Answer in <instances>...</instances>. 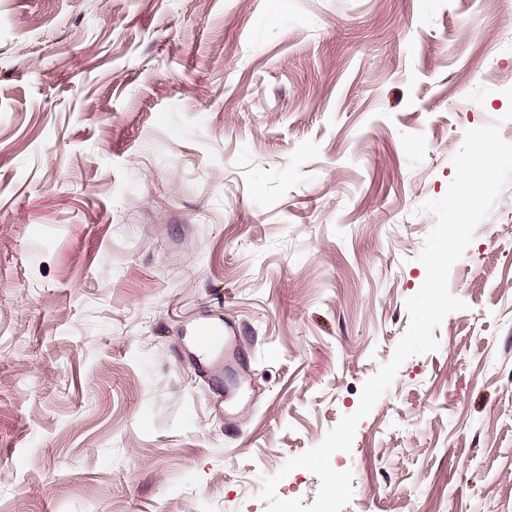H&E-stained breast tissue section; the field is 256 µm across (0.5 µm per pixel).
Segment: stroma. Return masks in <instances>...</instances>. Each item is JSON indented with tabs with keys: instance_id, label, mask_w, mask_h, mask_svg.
I'll return each instance as SVG.
<instances>
[{
	"instance_id": "stroma-1",
	"label": "stroma",
	"mask_w": 512,
	"mask_h": 512,
	"mask_svg": "<svg viewBox=\"0 0 512 512\" xmlns=\"http://www.w3.org/2000/svg\"><path fill=\"white\" fill-rule=\"evenodd\" d=\"M507 87L512 0H0V512H267L391 358L419 206ZM449 287L331 460L342 512H512V184ZM191 350L190 368L204 381H215L221 364L242 361L237 329L215 314L199 316L186 331Z\"/></svg>"
}]
</instances>
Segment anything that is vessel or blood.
I'll list each match as a JSON object with an SVG mask.
<instances>
[{
    "instance_id": "obj_1",
    "label": "vessel or blood",
    "mask_w": 512,
    "mask_h": 512,
    "mask_svg": "<svg viewBox=\"0 0 512 512\" xmlns=\"http://www.w3.org/2000/svg\"><path fill=\"white\" fill-rule=\"evenodd\" d=\"M191 350L190 368L194 374L213 381L225 363H239L242 359L241 340L235 326L224 323L215 314L199 316L187 331Z\"/></svg>"
}]
</instances>
